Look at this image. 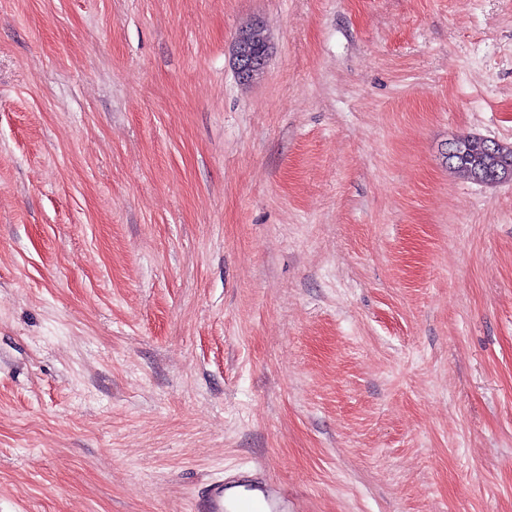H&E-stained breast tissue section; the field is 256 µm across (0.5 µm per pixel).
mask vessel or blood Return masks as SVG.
Here are the masks:
<instances>
[{
  "label": "vessel or blood",
  "instance_id": "vessel-or-blood-1",
  "mask_svg": "<svg viewBox=\"0 0 512 512\" xmlns=\"http://www.w3.org/2000/svg\"><path fill=\"white\" fill-rule=\"evenodd\" d=\"M196 512H288V491L256 469L213 483Z\"/></svg>",
  "mask_w": 512,
  "mask_h": 512
}]
</instances>
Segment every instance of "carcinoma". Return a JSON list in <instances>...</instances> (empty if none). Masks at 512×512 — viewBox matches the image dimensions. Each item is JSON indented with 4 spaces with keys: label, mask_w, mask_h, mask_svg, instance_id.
I'll return each instance as SVG.
<instances>
[{
    "label": "carcinoma",
    "mask_w": 512,
    "mask_h": 512,
    "mask_svg": "<svg viewBox=\"0 0 512 512\" xmlns=\"http://www.w3.org/2000/svg\"><path fill=\"white\" fill-rule=\"evenodd\" d=\"M248 34L255 48L266 51L270 40L266 29L260 23H250L241 28ZM448 150L456 152L455 161L450 168L470 179L485 182L488 173H499V177H508L512 181V145L488 142V138L479 134L460 136L448 143Z\"/></svg>",
    "instance_id": "cac0c4a2"
}]
</instances>
